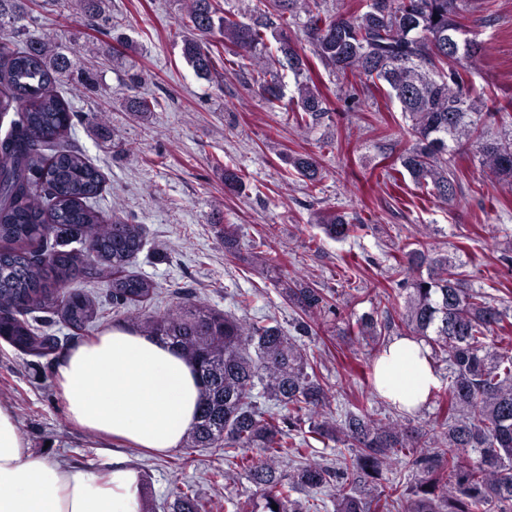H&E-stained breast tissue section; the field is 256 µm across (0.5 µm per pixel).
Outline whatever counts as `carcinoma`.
Returning <instances> with one entry per match:
<instances>
[{"mask_svg":"<svg viewBox=\"0 0 512 512\" xmlns=\"http://www.w3.org/2000/svg\"><path fill=\"white\" fill-rule=\"evenodd\" d=\"M87 25L100 30L102 0H76ZM308 14L306 41L320 62L343 80L356 78L366 92L384 83L411 121L414 146L399 156L403 169L448 202L456 197V156L476 140L481 164L512 185V101L491 110L469 94V67L486 51L466 35L461 0H365L363 10L321 17L319 0H266L244 22L218 12L215 0H190L183 27L192 31L183 54L197 75L216 70L217 43L234 57L257 58L273 18ZM23 0H0V114L14 109L0 139V339L37 358L56 353L59 337L37 326L60 323L74 336L91 332L102 310L96 298L69 288L76 278L107 280L112 307L141 314L157 295L156 284L128 270L143 246V228L96 208L104 181L68 144L75 111L54 87L71 60L46 36L29 29ZM295 75L296 118L318 120L330 111L316 87L307 56L279 39ZM254 82L269 102L283 98L278 75L256 70ZM503 129L485 136L487 123ZM298 173L316 188L322 176L308 154L294 158ZM324 233L346 240L363 229L344 217L321 218ZM75 240L82 251L67 249ZM397 286L405 292L400 323L372 314L358 321V335L384 350L386 336L404 326L425 341L429 357L448 362V387L433 391L437 431L397 419L382 421L362 409L328 414V385L302 338L317 335V319L339 314L322 288L296 283L285 289L301 311L295 334L265 320L237 318L188 300L141 320L145 331L169 341L197 367L202 382L198 421L175 466L194 462L192 449L207 448L256 487L253 512H319V504L293 498L297 490L329 492L336 512H512V336L506 311L471 286L463 265L419 241L398 262ZM256 356H251L249 348ZM341 444L331 464L306 454L309 439ZM291 462L285 474L277 465ZM399 464L414 483L383 482ZM277 508H272V505ZM163 512H209L187 483Z\"/></svg>","mask_w":512,"mask_h":512,"instance_id":"1","label":"carcinoma"}]
</instances>
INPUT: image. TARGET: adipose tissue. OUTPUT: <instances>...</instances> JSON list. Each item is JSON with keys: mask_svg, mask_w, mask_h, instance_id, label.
<instances>
[{"mask_svg": "<svg viewBox=\"0 0 512 512\" xmlns=\"http://www.w3.org/2000/svg\"><path fill=\"white\" fill-rule=\"evenodd\" d=\"M68 420L115 449L103 470L67 467L32 452L16 417L0 404V512H144V476L127 450L179 448L197 417L200 386L192 366L165 342L110 327L70 345L54 363ZM380 397L417 409L440 378L422 344L391 342L374 367Z\"/></svg>", "mask_w": 512, "mask_h": 512, "instance_id": "adipose-tissue-1", "label": "adipose tissue"}]
</instances>
